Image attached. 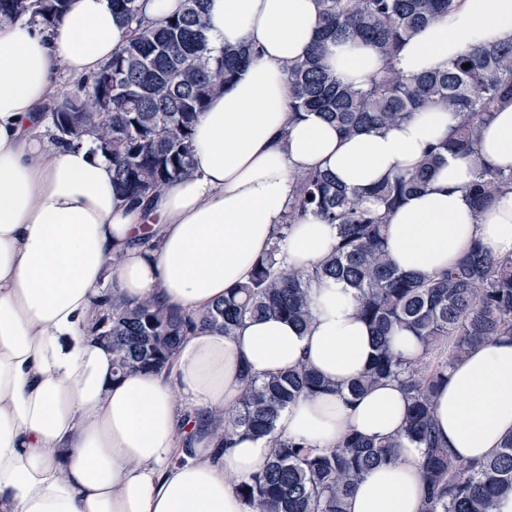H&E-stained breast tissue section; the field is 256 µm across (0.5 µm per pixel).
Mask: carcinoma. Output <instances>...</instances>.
<instances>
[{
    "label": "carcinoma",
    "instance_id": "1",
    "mask_svg": "<svg viewBox=\"0 0 512 512\" xmlns=\"http://www.w3.org/2000/svg\"><path fill=\"white\" fill-rule=\"evenodd\" d=\"M206 0H184L181 13L148 21L143 0H110L130 36L88 86H79L50 113L54 138L70 143L90 136L112 161L113 187L140 200L157 195L191 164L193 124L217 89L230 84L255 57L246 46H211ZM456 0H319V31L299 59L284 65L288 106L313 112L345 135L396 125L431 103L452 112L453 136L426 152L415 168L376 185L349 190L328 172L296 177V195L267 256L248 282L197 314L163 308L152 299L114 300L97 324L112 337L113 373L160 371L181 339L196 328L226 336L247 318L276 317L300 328L311 320L312 284L342 281L354 292L360 317L372 329L375 352L365 371L331 386L306 365L245 382L239 406L214 416L224 432L240 429L275 448L263 470L234 480L235 490L258 512H346L364 475L395 458L397 442L345 435L328 451L275 432L280 413L300 396L335 389L364 395L382 382L398 384L407 399L405 435L424 448L422 512H494L512 492V435L481 464L456 461L436 436L433 407L455 362L471 347L512 333V257L488 253L477 240L446 271L414 276L387 254L390 214L425 189L431 172L456 151L473 157L478 177L469 193L483 207L512 184L509 174L484 168L478 144L485 123L512 101V43L478 46L441 70L406 74L394 65L405 41L434 23ZM69 0H0V24L49 27ZM374 48L385 67L367 86L345 83L325 63L338 41ZM470 67L463 68L464 64ZM112 72V91L103 82ZM337 226L330 255L309 270L281 264L278 255L292 224L306 215ZM407 330L420 343L417 356L394 350L389 336ZM448 344V355L436 350Z\"/></svg>",
    "mask_w": 512,
    "mask_h": 512
}]
</instances>
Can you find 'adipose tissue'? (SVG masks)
Here are the masks:
<instances>
[{
	"mask_svg": "<svg viewBox=\"0 0 512 512\" xmlns=\"http://www.w3.org/2000/svg\"><path fill=\"white\" fill-rule=\"evenodd\" d=\"M318 11V0H208L213 45L246 44L259 57L198 116L189 169L138 201L114 192L112 163L92 137L70 144L44 131L62 98L59 71L96 75L128 37L109 0H71L47 29L0 26V512H252L232 480L260 471L273 450L237 431L219 451L210 413L235 408L249 378L304 363L336 384L366 368L371 333L341 281L314 285L307 329L274 317L245 320L229 336L197 329L159 372L113 378L112 350L93 329L95 308L114 297L197 313L246 282L297 175L324 170L366 188L447 139L453 122L439 105L354 136L316 114L293 115L283 66L313 43ZM509 42L512 0H457L406 41L396 66L440 69L471 48ZM326 60L356 86L384 67L354 41ZM479 155L512 170V102L485 126ZM475 172L470 156L447 154L390 217L388 252L400 270H446L474 240L512 254V188L474 211ZM336 241V225L309 215L293 224L281 258L308 269ZM406 408L395 383L355 399L327 391L298 398L275 431L320 448L350 430L399 439L395 462L365 476L346 512H421L423 451L401 436ZM434 420L462 463L482 462L512 435V336L455 364Z\"/></svg>",
	"mask_w": 512,
	"mask_h": 512,
	"instance_id": "ef3b65f1",
	"label": "adipose tissue"
}]
</instances>
